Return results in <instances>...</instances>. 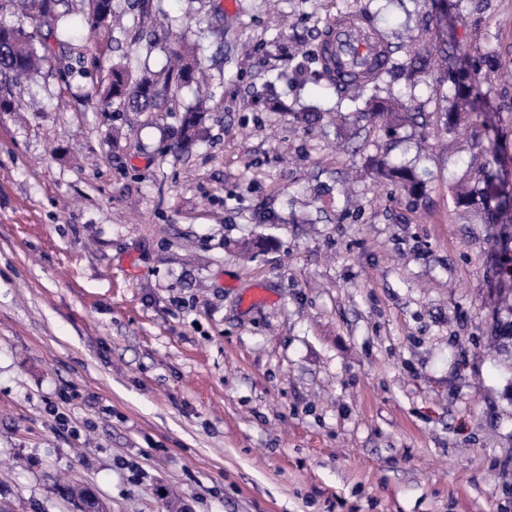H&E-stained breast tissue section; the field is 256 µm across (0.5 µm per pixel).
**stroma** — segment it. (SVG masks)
<instances>
[{"mask_svg":"<svg viewBox=\"0 0 512 512\" xmlns=\"http://www.w3.org/2000/svg\"><path fill=\"white\" fill-rule=\"evenodd\" d=\"M220 3L160 0L208 78L189 153L176 114L102 109L123 55L166 63L127 0L106 32L69 0L74 38L0 112V512H79L68 484L105 512H512V200L489 223L471 164L512 180V0ZM352 12L417 125L294 123L349 111L313 57ZM456 78L482 101L448 132ZM376 173L379 177L398 183L408 194L416 195L423 188V181L418 174L406 166L390 165L381 160L376 165Z\"/></svg>","mask_w":512,"mask_h":512,"instance_id":"35a3bbf8","label":"stroma"}]
</instances>
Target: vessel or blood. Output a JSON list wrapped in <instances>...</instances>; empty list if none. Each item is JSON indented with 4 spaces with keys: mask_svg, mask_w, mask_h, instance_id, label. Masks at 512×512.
<instances>
[{
    "mask_svg": "<svg viewBox=\"0 0 512 512\" xmlns=\"http://www.w3.org/2000/svg\"><path fill=\"white\" fill-rule=\"evenodd\" d=\"M322 54L335 62L334 77L338 83H350L354 73H381L384 54L375 35L355 14H341L328 28L320 43Z\"/></svg>",
    "mask_w": 512,
    "mask_h": 512,
    "instance_id": "vessel-or-blood-1",
    "label": "vessel or blood"
}]
</instances>
